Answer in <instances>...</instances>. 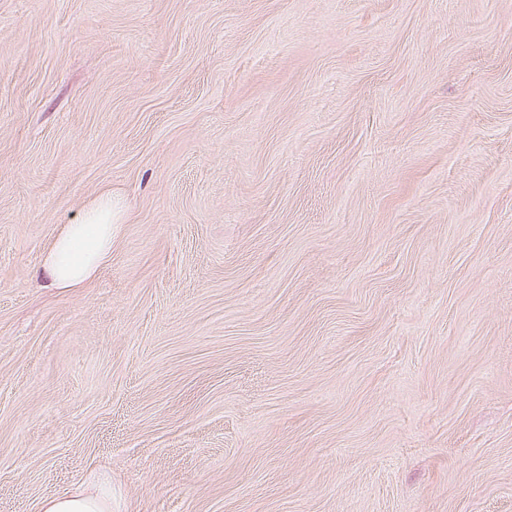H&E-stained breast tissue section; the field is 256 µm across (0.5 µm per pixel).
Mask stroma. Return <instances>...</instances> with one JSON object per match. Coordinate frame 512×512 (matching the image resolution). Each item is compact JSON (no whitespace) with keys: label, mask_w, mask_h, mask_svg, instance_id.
<instances>
[{"label":"stroma","mask_w":512,"mask_h":512,"mask_svg":"<svg viewBox=\"0 0 512 512\" xmlns=\"http://www.w3.org/2000/svg\"><path fill=\"white\" fill-rule=\"evenodd\" d=\"M85 287L37 271L104 191ZM512 512V0H0V512ZM40 512H112V480L98 474L77 492L43 500Z\"/></svg>","instance_id":"obj_1"}]
</instances>
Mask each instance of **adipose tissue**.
Instances as JSON below:
<instances>
[{
    "instance_id": "obj_1",
    "label": "adipose tissue",
    "mask_w": 512,
    "mask_h": 512,
    "mask_svg": "<svg viewBox=\"0 0 512 512\" xmlns=\"http://www.w3.org/2000/svg\"><path fill=\"white\" fill-rule=\"evenodd\" d=\"M124 222L115 195L104 192L83 211L76 223L63 225L49 247L41 275L51 287H83L112 255V243ZM41 512H112V481L103 474L77 492L43 500Z\"/></svg>"
}]
</instances>
